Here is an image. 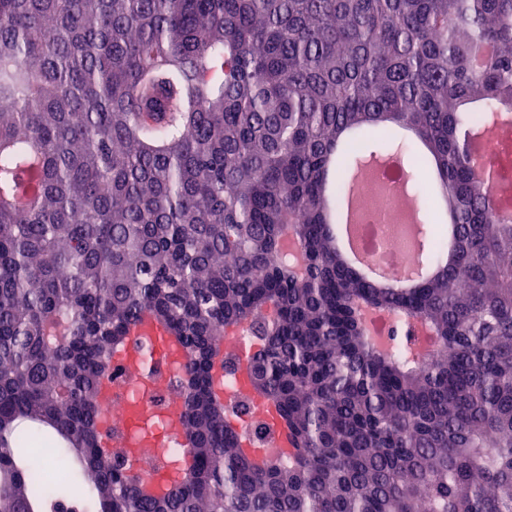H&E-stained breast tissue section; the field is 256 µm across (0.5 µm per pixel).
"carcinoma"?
I'll list each match as a JSON object with an SVG mask.
<instances>
[{
	"label": "carcinoma",
	"instance_id": "cac0c4a2",
	"mask_svg": "<svg viewBox=\"0 0 512 512\" xmlns=\"http://www.w3.org/2000/svg\"><path fill=\"white\" fill-rule=\"evenodd\" d=\"M1 101L0 512H512V212L469 151L512 112V0H0ZM394 145L406 288L330 222ZM144 318L185 354L165 492L99 425ZM254 397L294 447L246 455ZM358 211V202H354L352 206L349 203L341 213L336 215V224H339L337 225L339 244L349 259L359 265L366 276L377 280H386L393 268L381 260L367 256V253L358 244L355 227L350 225L356 222Z\"/></svg>",
	"mask_w": 512,
	"mask_h": 512
}]
</instances>
